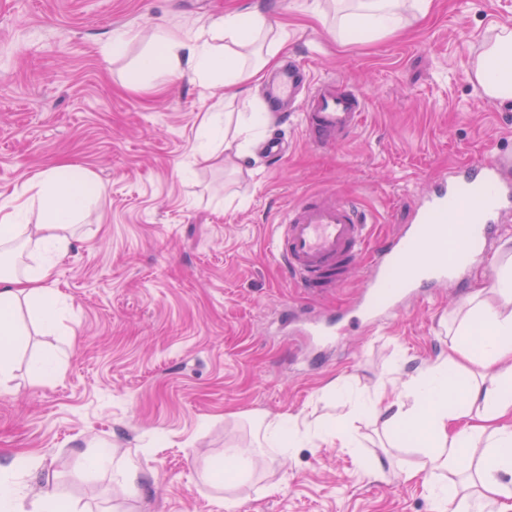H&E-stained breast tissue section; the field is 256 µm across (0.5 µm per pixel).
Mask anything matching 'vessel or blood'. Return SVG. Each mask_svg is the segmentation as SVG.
Returning <instances> with one entry per match:
<instances>
[{"label": "vessel or blood", "instance_id": "1", "mask_svg": "<svg viewBox=\"0 0 512 512\" xmlns=\"http://www.w3.org/2000/svg\"><path fill=\"white\" fill-rule=\"evenodd\" d=\"M268 98L276 111L298 104L302 131L318 147L357 130L366 110L365 98L349 82L308 80L293 61L273 75ZM511 164L496 155L435 178L409 228L376 248L367 216L355 204L303 197L279 222L274 253L297 286L310 292L342 287L357 265H365L354 311L378 325L397 315L408 298L462 279L484 256L499 221L512 212V182L503 175Z\"/></svg>", "mask_w": 512, "mask_h": 512}]
</instances>
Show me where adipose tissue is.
I'll return each instance as SVG.
<instances>
[{"mask_svg":"<svg viewBox=\"0 0 512 512\" xmlns=\"http://www.w3.org/2000/svg\"><path fill=\"white\" fill-rule=\"evenodd\" d=\"M431 0H336L341 16L339 37L375 36L397 30L404 11L426 15ZM224 45H216L217 37ZM287 46L259 11L225 13L208 31L181 39L166 32L154 36L152 51L140 59L143 71L173 74L189 68L200 78L223 79L227 91L244 82L260 83L276 68ZM473 85L483 97L512 102V26L500 25L473 66ZM90 172L82 167H53L31 177L28 195L0 202V251L38 252L32 263L0 274V381L11 370L19 303L35 306L43 331L54 332L59 300L54 288L55 261L69 246L68 230L89 209ZM38 210L40 221L21 223ZM496 302L481 292L470 296L457 341L447 358L430 364L402 384V395L377 410L384 428L405 433L421 448L435 470L426 481L432 512H512V258L498 266ZM490 369L489 379L467 382L465 365ZM441 472L469 473V484L442 483Z\"/></svg>","mask_w":512,"mask_h":512,"instance_id":"ef3b65f1","label":"adipose tissue"}]
</instances>
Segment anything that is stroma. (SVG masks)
Listing matches in <instances>:
<instances>
[{
  "label": "stroma",
  "instance_id": "35a3bbf8",
  "mask_svg": "<svg viewBox=\"0 0 512 512\" xmlns=\"http://www.w3.org/2000/svg\"><path fill=\"white\" fill-rule=\"evenodd\" d=\"M248 9L285 26L287 55L311 78H344L365 96L359 129L318 149L274 112L236 167L198 161L208 115L235 133L266 108V87L246 82L228 98L137 61L157 30L187 37ZM338 22L331 0H0V194L69 163L91 171L95 194L57 265L59 331L45 334L31 304L16 310L23 336L0 383V479L24 512L44 490L72 512H430L421 478L404 477L426 457L350 408L382 404L447 357L469 295L493 296L512 223L463 287L416 298L374 328L341 329L329 346L300 330L348 312L359 275L305 293L270 240L288 207L315 192L358 204L373 242L384 241L430 181L512 152V105L470 80L494 28L512 25V0H433L427 17L350 42ZM124 32L134 38L112 56ZM275 136L285 152L271 158L263 145ZM47 354L58 372L34 377L31 361ZM283 416L298 431L285 457L252 431ZM334 419L348 421L358 450L322 441ZM230 448L252 450L255 472L229 488L214 468Z\"/></svg>",
  "mask_w": 512,
  "mask_h": 512
}]
</instances>
